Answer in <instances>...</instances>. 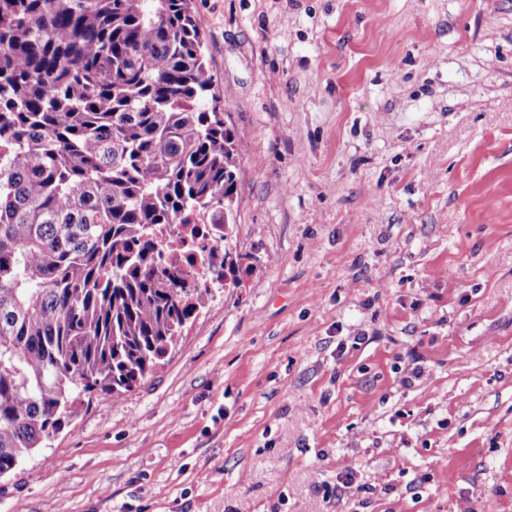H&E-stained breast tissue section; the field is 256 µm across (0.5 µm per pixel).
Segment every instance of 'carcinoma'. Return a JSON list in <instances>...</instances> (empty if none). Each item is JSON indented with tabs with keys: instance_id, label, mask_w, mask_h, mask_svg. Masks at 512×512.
Wrapping results in <instances>:
<instances>
[{
	"instance_id": "cac0c4a2",
	"label": "carcinoma",
	"mask_w": 512,
	"mask_h": 512,
	"mask_svg": "<svg viewBox=\"0 0 512 512\" xmlns=\"http://www.w3.org/2000/svg\"><path fill=\"white\" fill-rule=\"evenodd\" d=\"M193 0H0V477L203 307L173 224L235 223Z\"/></svg>"
}]
</instances>
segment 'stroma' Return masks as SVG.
I'll use <instances>...</instances> for the list:
<instances>
[{
	"instance_id": "stroma-1",
	"label": "stroma",
	"mask_w": 512,
	"mask_h": 512,
	"mask_svg": "<svg viewBox=\"0 0 512 512\" xmlns=\"http://www.w3.org/2000/svg\"><path fill=\"white\" fill-rule=\"evenodd\" d=\"M193 4L233 268L0 512H512V0Z\"/></svg>"
}]
</instances>
